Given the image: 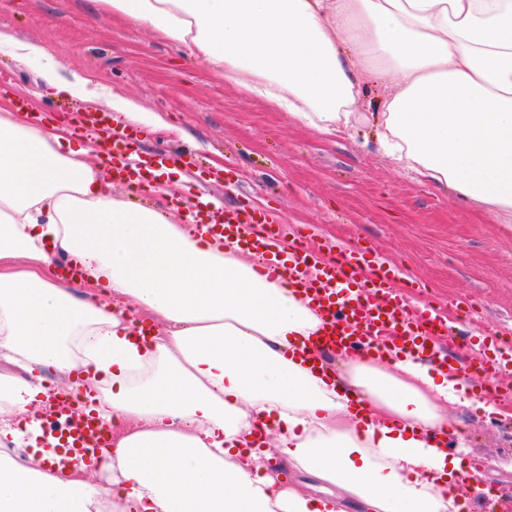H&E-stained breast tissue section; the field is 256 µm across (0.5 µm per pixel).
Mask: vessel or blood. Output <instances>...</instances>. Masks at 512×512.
Segmentation results:
<instances>
[{"label": "vessel or blood", "instance_id": "vessel-or-blood-1", "mask_svg": "<svg viewBox=\"0 0 512 512\" xmlns=\"http://www.w3.org/2000/svg\"><path fill=\"white\" fill-rule=\"evenodd\" d=\"M92 132L109 145L113 180H122L134 166L156 169L173 162L168 154H142L134 138L113 131L107 122H99ZM193 218L208 236L239 242L243 249L261 255L262 271L284 277L319 307L323 324L307 347L309 358L339 351L375 357L390 343L425 356L438 368H452V361L436 348L437 341L448 335L445 317L431 306L412 311L407 290L414 287V280H402L400 271L373 257L370 248L346 247L328 258L308 246V235L301 229L289 240L290 260L283 264L269 257L280 228L265 214L229 208L216 214L200 201ZM60 410L73 420L70 432L59 439L64 455L95 463L98 453L111 445L106 427L70 405H61Z\"/></svg>", "mask_w": 512, "mask_h": 512}]
</instances>
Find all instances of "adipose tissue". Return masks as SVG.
Returning a JSON list of instances; mask_svg holds the SVG:
<instances>
[{
  "label": "adipose tissue",
  "instance_id": "1",
  "mask_svg": "<svg viewBox=\"0 0 512 512\" xmlns=\"http://www.w3.org/2000/svg\"><path fill=\"white\" fill-rule=\"evenodd\" d=\"M160 32L246 96L329 138L366 122L369 76L394 90L379 146L488 215H512V0H97ZM74 82L37 42L0 47ZM65 120L0 108V512H98L85 464L58 469L36 413L87 396L112 429V512H463L447 403L460 373L414 354L304 362L322 317L196 224L112 196ZM76 256L85 288L58 278ZM69 375L46 386L41 370ZM278 458V469L266 467ZM320 482L289 483L288 471Z\"/></svg>",
  "mask_w": 512,
  "mask_h": 512
}]
</instances>
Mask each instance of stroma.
Instances as JSON below:
<instances>
[{
	"mask_svg": "<svg viewBox=\"0 0 512 512\" xmlns=\"http://www.w3.org/2000/svg\"><path fill=\"white\" fill-rule=\"evenodd\" d=\"M0 29L42 42L100 97L92 106L82 93H54L40 66L0 48V75L14 104L72 118L91 106L107 112L112 93L130 96L175 125L167 133L125 126L143 151L175 155L188 175V183H168V194L275 212L282 233L309 227L323 249L339 241L371 248L422 283L435 305L456 304L451 351L463 362L512 345V223L487 217L383 154L375 122L325 140L289 113L245 97L186 50L91 0H0ZM216 159L225 174L214 171ZM463 378L466 403L448 407V450L481 458L472 478L483 493L470 497L467 512H488V495L512 494V375L500 378L498 411L491 415L476 407L480 374L467 370Z\"/></svg>",
	"mask_w": 512,
	"mask_h": 512,
	"instance_id": "obj_1",
	"label": "stroma"
}]
</instances>
